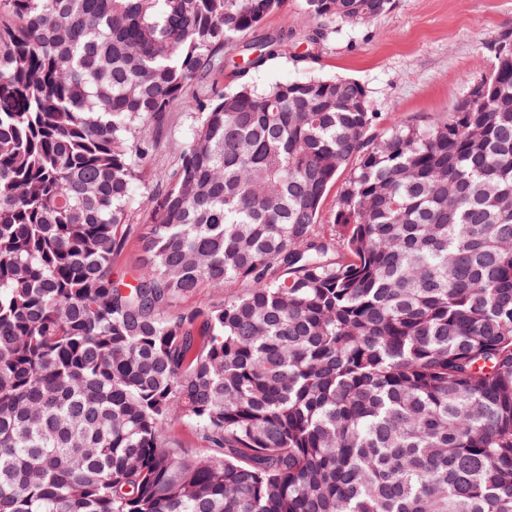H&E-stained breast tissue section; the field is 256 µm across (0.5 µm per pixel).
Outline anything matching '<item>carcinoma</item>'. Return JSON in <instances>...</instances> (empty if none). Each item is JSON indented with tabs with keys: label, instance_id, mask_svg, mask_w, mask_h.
Wrapping results in <instances>:
<instances>
[{
	"label": "carcinoma",
	"instance_id": "carcinoma-1",
	"mask_svg": "<svg viewBox=\"0 0 512 512\" xmlns=\"http://www.w3.org/2000/svg\"><path fill=\"white\" fill-rule=\"evenodd\" d=\"M283 2L0 0V512H512V47L380 137L349 78L222 85L394 4L246 40ZM201 117V112L179 110L170 113L160 144L148 161L147 169L152 177L171 167ZM140 251L136 240L128 243L124 252L112 262V273L115 280L128 281L140 271ZM172 432L184 444L185 448L193 453L205 452L207 443L195 434L191 425L183 421H176L172 424Z\"/></svg>",
	"mask_w": 512,
	"mask_h": 512
}]
</instances>
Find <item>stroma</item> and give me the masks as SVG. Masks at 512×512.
Instances as JSON below:
<instances>
[{
	"instance_id": "stroma-1",
	"label": "stroma",
	"mask_w": 512,
	"mask_h": 512,
	"mask_svg": "<svg viewBox=\"0 0 512 512\" xmlns=\"http://www.w3.org/2000/svg\"><path fill=\"white\" fill-rule=\"evenodd\" d=\"M512 30V0H396L391 11L360 25L337 26L315 49L311 64L294 57L249 71L251 85L313 75L348 77L361 83L371 109L390 119L430 125L447 120L473 83L488 76L487 43ZM200 113H170L149 173L168 170L189 141Z\"/></svg>"
}]
</instances>
